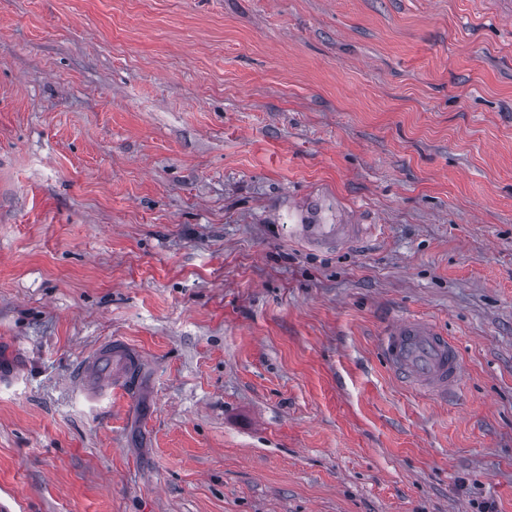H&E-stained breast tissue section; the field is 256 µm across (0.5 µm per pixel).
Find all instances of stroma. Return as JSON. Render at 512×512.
Listing matches in <instances>:
<instances>
[{
	"instance_id": "1",
	"label": "stroma",
	"mask_w": 512,
	"mask_h": 512,
	"mask_svg": "<svg viewBox=\"0 0 512 512\" xmlns=\"http://www.w3.org/2000/svg\"><path fill=\"white\" fill-rule=\"evenodd\" d=\"M406 314L448 402L378 354ZM0 501L512 512V0H0ZM295 220L293 229L295 236L307 245L351 244L364 236L366 224H351L343 220L336 204V218L329 220L324 213L321 202L303 203L294 206ZM377 346L395 374L440 400H448V392L462 383L464 362L458 347L427 319H396L385 326ZM136 356L112 338L99 342L80 361L75 381L88 399L97 400L112 389V378L122 374L121 368L132 366ZM120 366V367H118ZM106 383L105 388L102 383Z\"/></svg>"
}]
</instances>
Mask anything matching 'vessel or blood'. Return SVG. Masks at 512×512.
Wrapping results in <instances>:
<instances>
[{
    "mask_svg": "<svg viewBox=\"0 0 512 512\" xmlns=\"http://www.w3.org/2000/svg\"><path fill=\"white\" fill-rule=\"evenodd\" d=\"M293 229L306 244L336 246L354 243L366 231L365 225L327 218L319 202L296 207ZM378 351L395 374L439 399H447L462 383L464 362L458 347L427 319L410 315L387 324ZM135 361L123 344L106 339L82 357L75 381L88 399L96 400L106 395V383Z\"/></svg>",
    "mask_w": 512,
    "mask_h": 512,
    "instance_id": "vessel-or-blood-1",
    "label": "vessel or blood"
}]
</instances>
